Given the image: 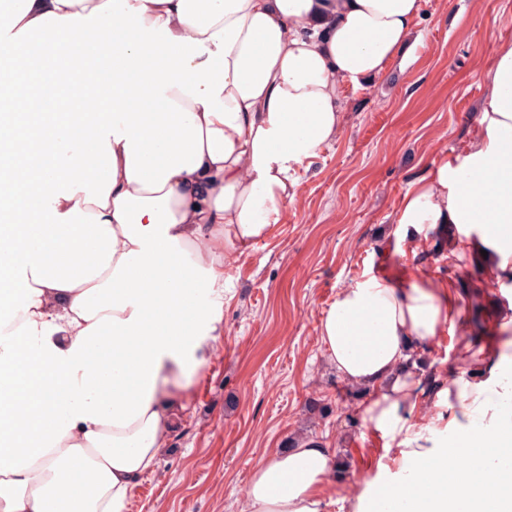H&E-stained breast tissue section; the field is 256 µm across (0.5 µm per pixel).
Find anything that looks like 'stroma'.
Instances as JSON below:
<instances>
[{"label": "stroma", "mask_w": 512, "mask_h": 512, "mask_svg": "<svg viewBox=\"0 0 512 512\" xmlns=\"http://www.w3.org/2000/svg\"><path fill=\"white\" fill-rule=\"evenodd\" d=\"M512 41V0H423L406 63L341 95L342 131L294 173L296 196L282 223L250 250L224 249V332L204 340L205 362L179 394L185 409L168 448L144 475L126 512H247L253 471L289 438L315 439L338 467L323 496L327 512H358L379 479L401 480L391 438L349 423L360 402L326 357L322 311L364 277L411 286L430 275L456 289L460 318L420 355L444 385L469 381L463 352L497 347L492 328L512 310V284L475 250L453 251L475 226H424L415 251L401 256L395 222L409 181L439 151L476 140L482 74L501 43ZM420 396L410 412L428 443L444 445L443 391Z\"/></svg>", "instance_id": "35a3bbf8"}]
</instances>
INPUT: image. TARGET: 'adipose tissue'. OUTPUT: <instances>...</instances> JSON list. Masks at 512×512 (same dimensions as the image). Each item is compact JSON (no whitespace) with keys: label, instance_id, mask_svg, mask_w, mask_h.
Listing matches in <instances>:
<instances>
[{"label":"adipose tissue","instance_id":"ef3b65f1","mask_svg":"<svg viewBox=\"0 0 512 512\" xmlns=\"http://www.w3.org/2000/svg\"><path fill=\"white\" fill-rule=\"evenodd\" d=\"M422 0H9L0 31L44 86L93 106L12 113L51 159L0 165V512H124L168 444L174 388L221 330L201 291L224 283L293 202L296 167L341 132L344 85L387 73ZM111 75H104L103 65ZM484 80L480 132L408 183L396 222L481 224L512 277V41ZM456 316L451 283L369 277L319 322L328 359L372 386L366 428L401 437L408 478L373 512H512V379L450 384L456 434L421 446L400 368ZM333 454L316 440L251 476L248 512H326Z\"/></svg>","mask_w":512,"mask_h":512}]
</instances>
